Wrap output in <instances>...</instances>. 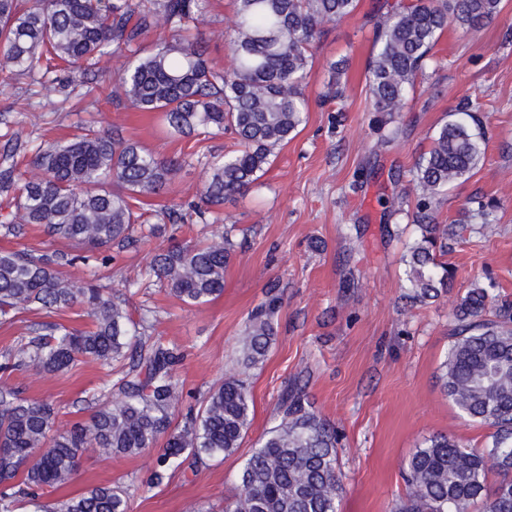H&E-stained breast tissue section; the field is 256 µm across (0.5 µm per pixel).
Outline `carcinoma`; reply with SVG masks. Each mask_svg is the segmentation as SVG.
<instances>
[{
	"mask_svg": "<svg viewBox=\"0 0 512 512\" xmlns=\"http://www.w3.org/2000/svg\"><path fill=\"white\" fill-rule=\"evenodd\" d=\"M231 63L222 71L207 60L198 37L207 22L208 0H0V74L39 82L66 66L70 82L111 52L125 61L115 72L112 104L160 114L169 132L237 137L238 149L208 158L199 201L162 212L171 224L208 223L224 203L247 191L272 164L275 151L305 122L303 83L312 49L325 27L349 18L358 0H232ZM503 0H412L387 5L377 23L374 51L366 63L373 109L392 116L406 104L433 63V50L448 26L471 29L496 20ZM163 30L152 47L147 39ZM431 148L410 173L416 194L407 214L415 236L403 255L407 298L435 302L448 293L454 271L441 257L470 230V219L438 221L448 186L469 178L478 166L485 131L473 104L455 108ZM188 158L160 159L138 142L110 130L84 128L64 142L34 147L33 171L13 161L0 166V195L16 213L5 215V234L38 225L52 239L71 242L85 254L34 256L0 250V319L21 309L62 312L80 306L86 330L51 323L3 352L0 372L33 368L56 374L90 359L120 377L104 390L105 402L88 421L57 426V409L28 399L0 379V512H15L21 499L37 501L43 491L68 483L88 451L110 457L136 456L165 445L153 480L184 463L237 452L253 415L250 394L227 376L208 391L197 414L173 427L183 396L175 375L181 352L153 335V325L134 321L129 299L106 293L90 281L70 280L57 267L111 260L113 245L165 232L142 212V199L163 193ZM496 205L479 204V233L495 232ZM233 227H219L197 242L153 254L146 274L187 305H203L224 292V272L233 255ZM494 283L476 284L461 297L440 381L463 417L493 429L491 444L465 449L436 435L406 465L407 491L396 512H512V302L495 301ZM272 297L251 314L239 344L243 362L265 361L275 341ZM279 421L258 441L239 474L241 491L224 501V512H338L343 486L336 434L300 388L279 403ZM495 469L502 481L490 491ZM122 486L103 484L61 500L48 512H129Z\"/></svg>",
	"mask_w": 512,
	"mask_h": 512,
	"instance_id": "obj_1",
	"label": "carcinoma"
}]
</instances>
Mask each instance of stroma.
I'll return each instance as SVG.
<instances>
[{"label": "stroma", "mask_w": 512, "mask_h": 512, "mask_svg": "<svg viewBox=\"0 0 512 512\" xmlns=\"http://www.w3.org/2000/svg\"><path fill=\"white\" fill-rule=\"evenodd\" d=\"M374 0H359L353 17L329 25L313 49L305 80L308 120L281 147L257 183L227 202L221 212L234 225V253L224 274V293L189 306L168 288L143 280L150 257L173 243L199 240L210 227L193 224L115 253L98 268L99 284L130 296L129 312L156 310L155 335L184 354L176 375L191 395L207 392L226 375L242 378L253 400L251 428L238 451L214 458L197 472L176 471L150 483L154 453L104 459L84 454L76 474L49 500L78 495L100 484L119 483L130 494V512H203L222 507L238 490V474L256 440L278 420L281 397L303 387L314 409L336 427L343 494L340 512H391L406 492L402 467L427 439L455 437L463 447L489 445L490 427L464 419L438 382L450 345L452 313L473 284L494 280L495 291L512 300V0L491 24L441 35L440 63L417 85L393 123L394 141L383 131L366 86L364 69L373 51V27L362 22ZM233 25L231 0H209L201 31L207 57L217 69L229 63ZM346 59L345 112L323 102L329 64ZM118 60L101 58L83 88L58 82L28 84L0 80V155L17 136L52 142L78 124L118 126L122 134L161 158L234 149L231 134L188 137L166 133L154 113L115 110L110 93ZM480 107L486 125L484 156L469 179L455 183L439 205L450 224L479 203L495 200L498 232L458 241L446 257L455 272L452 288L435 303H410L405 296L403 238L413 235L403 213L414 193L408 171L426 152L459 99ZM204 180L200 164L185 168L167 194L148 199L157 210L198 199ZM281 299L276 341L267 359L246 369L238 343L250 312L268 295ZM89 325L80 309L63 313L24 310L0 323V352L43 324ZM108 368L79 362L66 373L35 369L13 372L11 384L25 397L51 402L61 427L84 421L112 382Z\"/></svg>", "instance_id": "35a3bbf8"}]
</instances>
